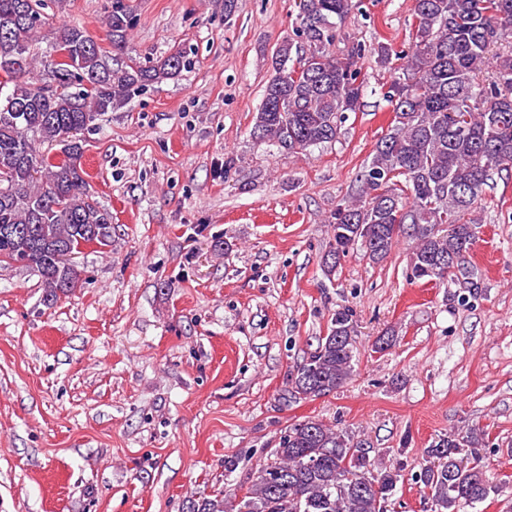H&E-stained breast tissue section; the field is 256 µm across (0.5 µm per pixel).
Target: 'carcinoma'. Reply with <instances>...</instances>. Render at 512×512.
<instances>
[{
  "label": "carcinoma",
  "mask_w": 512,
  "mask_h": 512,
  "mask_svg": "<svg viewBox=\"0 0 512 512\" xmlns=\"http://www.w3.org/2000/svg\"><path fill=\"white\" fill-rule=\"evenodd\" d=\"M299 26L271 56L273 74L257 109L253 136L297 153L336 140L344 113L360 104V51H330L355 0H295ZM41 0H0V263H16L41 277L50 307L79 284L56 253L112 242V215L92 201L81 167L79 137L88 120L122 108L148 86L179 76L182 50L142 65L119 58L134 29L123 0H114L105 25L117 55L108 64L94 37L66 25L53 51L68 81L39 85L32 52L41 25ZM409 50L393 76L387 100L390 127L375 144L361 199L336 207L329 250L332 275L355 245L374 263L403 235L412 238L410 278L435 285L456 281L478 289L470 261L476 222L469 212L494 172L512 169V0H414ZM491 75L479 81L486 65ZM91 85L69 91L71 81ZM60 146L54 160L42 144ZM353 312L340 308L326 336L288 378L294 399H316L352 376ZM476 428L438 436L424 449L415 483L434 512H468L502 484L487 477ZM367 442L315 419L289 425L279 445L253 473L239 500L217 493L190 512H388L403 466L370 459Z\"/></svg>",
  "instance_id": "carcinoma-1"
}]
</instances>
